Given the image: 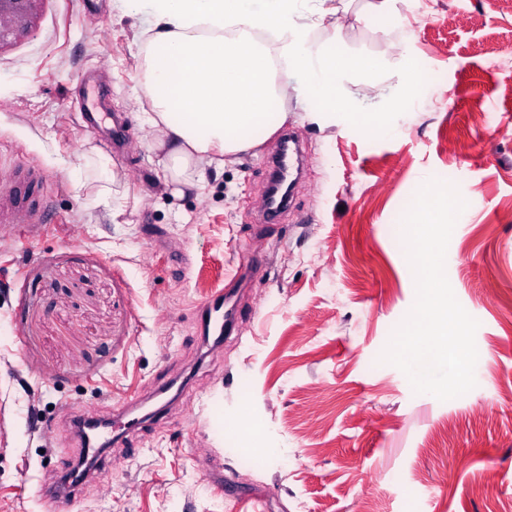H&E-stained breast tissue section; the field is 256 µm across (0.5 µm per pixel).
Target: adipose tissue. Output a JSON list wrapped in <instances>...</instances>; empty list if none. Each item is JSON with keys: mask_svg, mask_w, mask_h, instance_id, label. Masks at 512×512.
<instances>
[{"mask_svg": "<svg viewBox=\"0 0 512 512\" xmlns=\"http://www.w3.org/2000/svg\"><path fill=\"white\" fill-rule=\"evenodd\" d=\"M120 12L146 14L141 88L151 110L144 121L165 147L173 177L204 172L214 155L261 144L275 130L271 112L282 100L274 58H289L298 98L331 112L355 111L340 87L351 75L377 82V60L342 54L335 41L309 47L303 22L311 0H115ZM274 34L278 46L256 40Z\"/></svg>", "mask_w": 512, "mask_h": 512, "instance_id": "1", "label": "adipose tissue"}]
</instances>
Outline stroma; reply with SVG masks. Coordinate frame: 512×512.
Listing matches in <instances>:
<instances>
[{"label": "stroma", "mask_w": 512, "mask_h": 512, "mask_svg": "<svg viewBox=\"0 0 512 512\" xmlns=\"http://www.w3.org/2000/svg\"><path fill=\"white\" fill-rule=\"evenodd\" d=\"M363 5L342 0L308 38L386 62L387 79L343 85L356 115L282 100L304 167L280 224L261 221L275 135L175 193L142 120L147 17L46 0L0 53V167L40 169L51 203L39 225L0 214V512H45L71 420L137 396L146 423L67 512H236L239 495L268 512H512V67L491 56L512 47V0H426L414 17L397 0L384 33ZM411 60L431 98L370 134ZM88 76L109 92L103 126L128 123L123 154L81 125ZM426 172L467 203L448 280L479 322L476 385L447 401L378 361L415 300L396 220ZM246 256L236 329L204 346L197 310Z\"/></svg>", "instance_id": "35a3bbf8"}]
</instances>
